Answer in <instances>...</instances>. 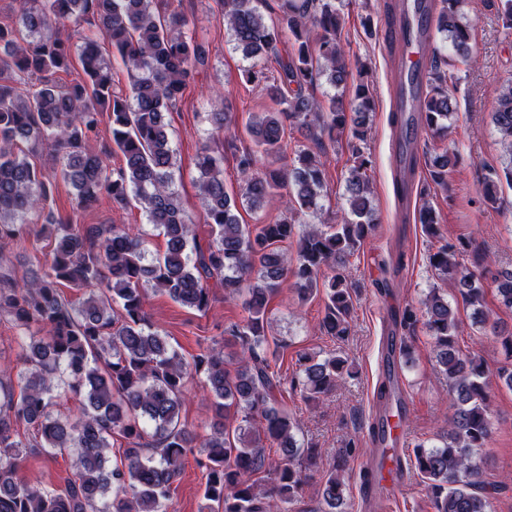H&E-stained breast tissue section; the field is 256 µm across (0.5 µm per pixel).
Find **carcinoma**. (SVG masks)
<instances>
[{"instance_id": "1", "label": "carcinoma", "mask_w": 512, "mask_h": 512, "mask_svg": "<svg viewBox=\"0 0 512 512\" xmlns=\"http://www.w3.org/2000/svg\"><path fill=\"white\" fill-rule=\"evenodd\" d=\"M18 19L0 23V239L31 233L52 242L41 277L17 280L0 270V318L20 332L26 372L15 397L0 369V512H169L170 489L184 456L202 449L203 499L207 512H288L299 496L302 463L317 451L298 443L296 420L278 405L281 379L267 355L268 306L280 285L293 279L303 297L324 294L321 330L338 340L349 336L354 289L344 268L374 231L375 210L368 196L371 161L358 143L367 135L366 115L375 110L362 67L350 69L339 43L343 25L336 0H275L277 21L268 22L258 0H225L224 23L235 48L255 61L274 59L278 77L266 85L278 109L260 112L247 126L254 148L236 157L240 194L224 186V154L206 144L198 156L205 222L213 238L202 244L193 220L175 190L174 150L164 114L177 106L205 51L186 30L188 20L173 9L163 15L155 0H15ZM458 60H472L473 25L461 0H435L430 18ZM70 23L83 30L73 45L60 34ZM292 41L282 57L283 35ZM116 52L129 77V92L112 88L107 58ZM78 57L83 79L61 85L55 75ZM448 56L434 52L426 67V94L419 118L434 136L448 131L457 111ZM249 84L268 79L265 68L241 70ZM333 87L352 81L350 106L336 97L323 105L314 97L320 80ZM109 120L110 142L97 144L100 117ZM492 120L503 138L512 184V85L502 93ZM306 131L319 150L347 135L353 165L345 178L349 215L329 230L296 224V215L315 210L326 189L321 155L296 151L292 165L281 163L286 125ZM50 151L52 165H36L30 155ZM122 157L114 168L110 158ZM456 156L432 146L430 179L448 187ZM75 189V211L107 195L124 211L134 198L148 223L163 228L166 248L148 257L147 239L129 224L82 225L56 214L49 201L57 180ZM287 215L273 224H242L238 206L259 209L272 202ZM33 214L41 224H29ZM419 221L439 237L435 211L419 210ZM296 240L288 260L281 243ZM469 244H445L430 256L431 266L452 280L476 306L482 284L456 260ZM333 274L325 277L324 270ZM224 298L246 295L248 317L224 335L241 350L234 372L223 351L207 348L186 362L154 326L145 306L148 289L199 312L211 301L210 282ZM83 292L72 303L59 285ZM501 302L512 307V270L497 281ZM425 326L437 365L448 380L453 415L447 440L436 448L414 449V469L426 484L435 512H491L480 495L483 480L472 464L491 430L489 375L481 356L456 348L457 323L448 300L431 291L422 301ZM297 384L314 402L353 374L338 354H303ZM204 377L210 398V434L201 437L181 422L188 378ZM81 397L75 414L53 411L55 399ZM32 428L27 442L17 427ZM124 443L113 452L114 438ZM275 449V455L267 449ZM53 456L72 452V474L61 489L32 486L17 476L25 450ZM337 464L324 478L325 512H343V471Z\"/></svg>"}]
</instances>
